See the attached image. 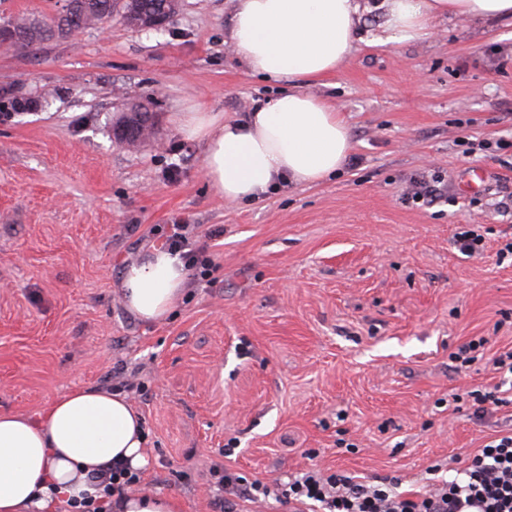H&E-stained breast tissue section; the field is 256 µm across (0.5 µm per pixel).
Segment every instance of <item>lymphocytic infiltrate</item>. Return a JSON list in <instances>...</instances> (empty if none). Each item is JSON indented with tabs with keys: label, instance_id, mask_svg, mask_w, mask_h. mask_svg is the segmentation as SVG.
<instances>
[{
	"label": "lymphocytic infiltrate",
	"instance_id": "f902f5d3",
	"mask_svg": "<svg viewBox=\"0 0 512 512\" xmlns=\"http://www.w3.org/2000/svg\"><path fill=\"white\" fill-rule=\"evenodd\" d=\"M193 230L184 220H174L164 225L161 245L182 256L195 280L208 281L215 267L203 248L191 247ZM489 364L500 381L470 391L478 418L512 406V350L490 358ZM464 474V481H446L424 494L406 495L396 491L394 478L388 476L368 484L344 473L310 470L271 486L216 466L211 475L221 494L213 507L214 512H243V503L271 498L289 512H512V434L491 437L469 458Z\"/></svg>",
	"mask_w": 512,
	"mask_h": 512
}]
</instances>
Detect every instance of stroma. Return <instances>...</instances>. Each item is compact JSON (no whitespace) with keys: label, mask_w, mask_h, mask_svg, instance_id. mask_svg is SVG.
<instances>
[{"label":"stroma","mask_w":512,"mask_h":512,"mask_svg":"<svg viewBox=\"0 0 512 512\" xmlns=\"http://www.w3.org/2000/svg\"><path fill=\"white\" fill-rule=\"evenodd\" d=\"M365 2L358 51L312 88L347 120V161L257 202L219 198L202 143L171 122L202 106L240 119L280 92L226 43L234 0H181L157 31L116 19L31 55L0 47V92L35 102L0 117V411L35 417L78 387L142 384L137 490L182 512H213L216 463L270 484L319 468L422 493L462 480L512 429V407L479 420L449 405L499 381L482 360L457 369L458 347L512 349V258L496 257L512 237L499 208L512 148H480L512 139V21L444 18L398 43L382 0ZM138 101L153 104V134L125 146L112 120ZM435 173L446 199L405 200ZM177 218L199 237L220 229L215 280L147 325L118 276ZM467 224L484 258L455 246Z\"/></svg>","instance_id":"stroma-1"}]
</instances>
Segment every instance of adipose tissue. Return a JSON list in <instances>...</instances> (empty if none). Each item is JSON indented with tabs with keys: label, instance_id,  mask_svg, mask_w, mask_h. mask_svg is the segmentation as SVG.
I'll use <instances>...</instances> for the list:
<instances>
[{
	"label": "adipose tissue",
	"instance_id": "adipose-tissue-1",
	"mask_svg": "<svg viewBox=\"0 0 512 512\" xmlns=\"http://www.w3.org/2000/svg\"><path fill=\"white\" fill-rule=\"evenodd\" d=\"M392 39L419 41L432 20L512 19V0H385ZM359 0H236L229 27L234 54L254 74L283 84L239 120L178 112L174 123L204 144L203 174L225 201L258 200L285 184L312 185L336 173L352 145L348 125L311 85L357 50ZM189 276L179 254L152 248L124 265L119 286L141 322L163 321ZM143 422L127 397L80 387L38 417L0 412V512H67L96 497L94 473L145 468Z\"/></svg>",
	"mask_w": 512,
	"mask_h": 512
}]
</instances>
